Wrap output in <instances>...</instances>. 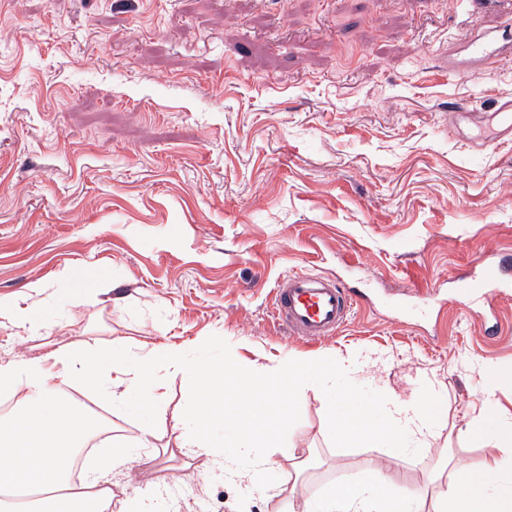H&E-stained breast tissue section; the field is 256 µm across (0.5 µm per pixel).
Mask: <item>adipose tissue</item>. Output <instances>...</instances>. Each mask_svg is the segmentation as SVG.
<instances>
[{
	"label": "adipose tissue",
	"instance_id": "ef3b65f1",
	"mask_svg": "<svg viewBox=\"0 0 512 512\" xmlns=\"http://www.w3.org/2000/svg\"><path fill=\"white\" fill-rule=\"evenodd\" d=\"M165 369L182 375L193 385L191 397L174 419L176 445L194 449L223 465L226 476H246L248 488L262 493L273 486L280 467L271 461L268 449H280L294 460L303 454L285 440L284 422L270 409H263L237 425L236 450L225 455L221 446L206 438L203 425L220 411L223 375L214 373L209 361L191 355L185 347L143 342L134 347L115 344L101 347L85 341L55 344L43 357L23 358L0 364V392L20 398L19 419L0 421V507L19 497L32 499L37 512H169L164 498L143 501L118 494L112 472L127 466L131 458L124 443H115L110 456L73 483L70 471L81 448L110 430L103 420L72 396L73 391L98 390L113 404L124 401V389L146 388L158 398L161 384L155 372ZM379 409L400 434L395 454L426 450L435 426L445 424L440 396L430 392L404 398L386 394ZM488 420L475 418L464 434L496 448L502 455L496 474L452 466L444 488L431 498V512H512V428L499 427L489 433ZM397 479L379 467L365 483H351L324 490L299 504V512H408L409 502L394 490Z\"/></svg>",
	"mask_w": 512,
	"mask_h": 512
}]
</instances>
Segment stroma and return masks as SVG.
Listing matches in <instances>:
<instances>
[{
    "label": "stroma",
    "instance_id": "35a3bbf8",
    "mask_svg": "<svg viewBox=\"0 0 512 512\" xmlns=\"http://www.w3.org/2000/svg\"><path fill=\"white\" fill-rule=\"evenodd\" d=\"M452 0H0V295L39 310L0 317V363L49 340L135 345L225 339L240 365L367 362L359 385L441 389L447 426L431 451L338 452L321 391L300 396L282 487L251 493L173 447L189 395L162 374L153 407L80 394L127 439L159 453L112 479L168 486L176 512H285L289 502L389 469L430 500L436 455L491 473L500 452L461 431L512 421V301L484 337L462 286L486 252L512 253V141L474 149L448 110L512 96V65L448 77ZM308 272L360 305L338 334L291 336L275 285ZM105 277L76 297L71 285Z\"/></svg>",
    "mask_w": 512,
    "mask_h": 512
}]
</instances>
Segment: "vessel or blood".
I'll return each instance as SVG.
<instances>
[{
	"label": "vessel or blood",
	"instance_id": "obj_1",
	"mask_svg": "<svg viewBox=\"0 0 512 512\" xmlns=\"http://www.w3.org/2000/svg\"><path fill=\"white\" fill-rule=\"evenodd\" d=\"M470 30L448 45V73L457 76L512 62V0H462ZM505 260L483 263L475 287L485 304L512 296ZM276 318L290 334L309 341L332 336L347 322L356 298L339 283L295 273L274 290Z\"/></svg>",
	"mask_w": 512,
	"mask_h": 512
}]
</instances>
